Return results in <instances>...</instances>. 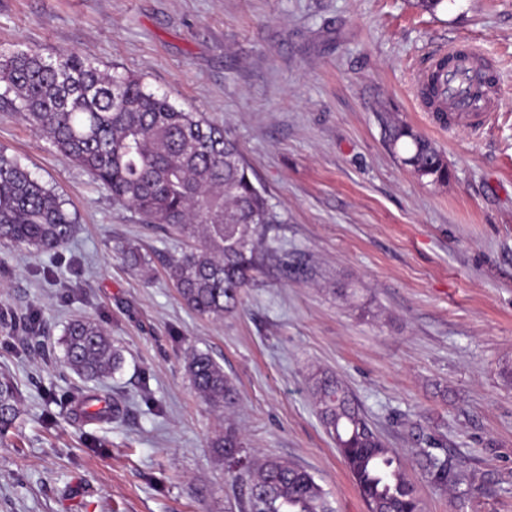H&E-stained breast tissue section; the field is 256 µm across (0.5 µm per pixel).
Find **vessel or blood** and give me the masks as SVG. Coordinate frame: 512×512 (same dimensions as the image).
Here are the masks:
<instances>
[{
  "label": "vessel or blood",
  "mask_w": 512,
  "mask_h": 512,
  "mask_svg": "<svg viewBox=\"0 0 512 512\" xmlns=\"http://www.w3.org/2000/svg\"><path fill=\"white\" fill-rule=\"evenodd\" d=\"M449 53L452 60L447 68L432 67L428 70L437 100L447 104L450 109L442 123L451 129L459 126L482 127L493 110V101L488 97L474 96L468 87L481 80L483 57L475 49L457 46L450 47Z\"/></svg>",
  "instance_id": "obj_1"
}]
</instances>
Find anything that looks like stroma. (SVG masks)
Here are the masks:
<instances>
[{"instance_id": "obj_1", "label": "stroma", "mask_w": 512, "mask_h": 512, "mask_svg": "<svg viewBox=\"0 0 512 512\" xmlns=\"http://www.w3.org/2000/svg\"><path fill=\"white\" fill-rule=\"evenodd\" d=\"M453 45L495 75L478 131L442 129L418 102L428 61ZM29 49L78 52L223 123L283 218L270 235L288 264L266 262L223 320L198 317L167 269L185 241L0 104V150L78 217L55 257L0 245V311L40 324L31 339L0 323V373L23 394L0 440V512H226L238 490L210 447L225 421L186 375L193 348L233 378L230 420L251 453L307 468L337 512L366 509L317 418L316 368L398 450L424 512H512V0H0V57ZM385 116L435 144L447 184L403 164ZM77 315L123 350L103 391L117 420L70 412L81 382L59 340ZM415 427L460 462L464 498L424 477Z\"/></svg>"}]
</instances>
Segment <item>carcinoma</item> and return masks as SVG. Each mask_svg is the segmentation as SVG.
Wrapping results in <instances>:
<instances>
[{
  "mask_svg": "<svg viewBox=\"0 0 512 512\" xmlns=\"http://www.w3.org/2000/svg\"><path fill=\"white\" fill-rule=\"evenodd\" d=\"M14 94L15 111L66 160L107 188L112 200L144 223L176 232L193 247L168 259L182 302L198 316L222 320L242 302L265 258L288 268V257L267 246L281 223L255 185L236 140L197 112L145 90L131 76L99 70L76 52L53 62L22 51L0 59V85ZM392 145L410 143L404 162L421 178L448 181V163L433 143L408 125H386ZM76 231V216L53 188L0 151V245L51 253ZM134 271L148 261L133 247L118 249ZM63 364L85 381L103 383L124 363L123 350L88 317L70 320L61 338ZM186 372L212 411L227 414L238 401L234 380L207 352L192 350ZM317 416L350 471L367 512H423L396 449L377 432L354 395L333 372L308 377ZM14 381L0 375V437L19 415ZM227 473L244 486L239 512H336L327 492L304 467L279 457L249 455L231 423L210 442ZM427 480L446 491L464 479L456 458L431 439L416 450Z\"/></svg>",
  "mask_w": 512,
  "mask_h": 512,
  "instance_id": "carcinoma-1",
  "label": "carcinoma"
}]
</instances>
